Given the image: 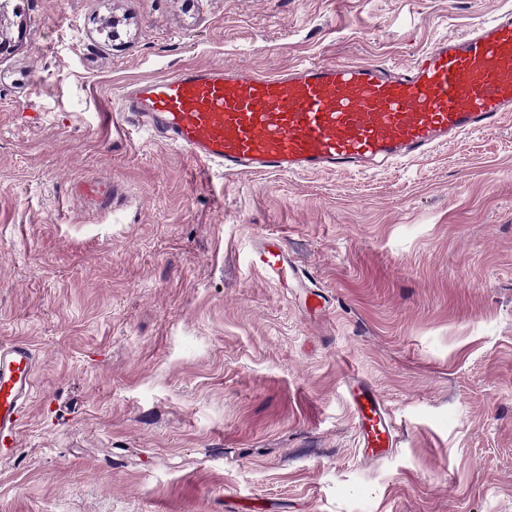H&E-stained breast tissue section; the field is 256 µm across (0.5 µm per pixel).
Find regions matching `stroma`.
Returning <instances> with one entry per match:
<instances>
[{
    "label": "stroma",
    "mask_w": 512,
    "mask_h": 512,
    "mask_svg": "<svg viewBox=\"0 0 512 512\" xmlns=\"http://www.w3.org/2000/svg\"><path fill=\"white\" fill-rule=\"evenodd\" d=\"M17 5L0 342L40 361L0 512H512V112L413 161L257 176L120 114L125 86L185 66H405L512 0ZM89 177L111 208L76 194ZM270 239L326 312L253 262ZM351 371L391 414L382 456Z\"/></svg>",
    "instance_id": "obj_1"
}]
</instances>
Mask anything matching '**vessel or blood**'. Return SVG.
Wrapping results in <instances>:
<instances>
[{
  "label": "vessel or blood",
  "instance_id": "b4317fda",
  "mask_svg": "<svg viewBox=\"0 0 512 512\" xmlns=\"http://www.w3.org/2000/svg\"><path fill=\"white\" fill-rule=\"evenodd\" d=\"M512 112V13L443 39L394 72L380 63L321 62L262 75L187 66L129 86L121 114L135 127L228 174L344 171L400 158L499 126ZM77 192L107 207L111 187L82 180ZM278 280L302 277L279 246L257 252ZM38 355L0 343V455L16 447L34 393ZM350 400L365 448L391 447L393 425L376 390L354 386Z\"/></svg>",
  "mask_w": 512,
  "mask_h": 512
}]
</instances>
